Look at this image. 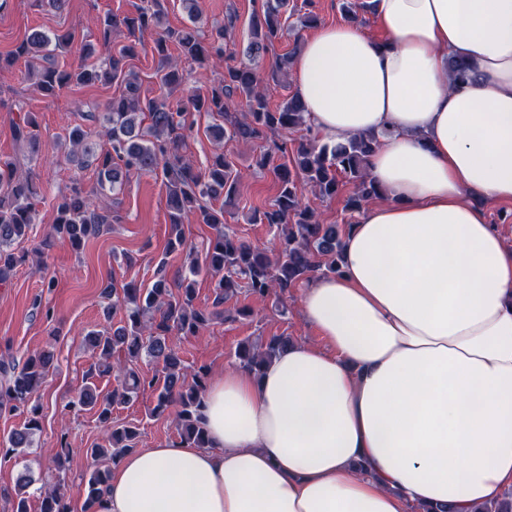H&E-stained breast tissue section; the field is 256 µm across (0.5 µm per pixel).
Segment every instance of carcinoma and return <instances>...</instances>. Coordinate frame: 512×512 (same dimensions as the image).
Segmentation results:
<instances>
[{
	"label": "carcinoma",
	"mask_w": 512,
	"mask_h": 512,
	"mask_svg": "<svg viewBox=\"0 0 512 512\" xmlns=\"http://www.w3.org/2000/svg\"><path fill=\"white\" fill-rule=\"evenodd\" d=\"M192 25L172 30L163 27V0H152L148 7L137 6L127 13H106L97 17L95 40L81 39L80 53L85 63L77 68L60 64L55 51L71 47L75 32L67 30L51 36L34 30L16 47L0 55V69L19 61L27 64L26 80L31 88L49 100L71 86L117 83L122 91L112 96L103 113L107 147L92 148L87 133L79 126L65 134L68 160L82 168L94 158L97 183L101 190L116 196L133 173L159 174L166 191L169 238L165 257L159 261L149 288L128 283L117 301L126 310L124 324L110 330H90L85 343L98 356L99 373L112 372V354L124 351L125 364L116 375L112 392L103 396L94 383L95 373L88 371L78 396L65 405L69 411L94 409L105 427V443L90 449L97 461L87 480L88 501L99 498L107 484L109 471L101 462H117L122 454L137 447L138 432L133 426L112 424V407L129 403L146 389L156 395L152 415L157 417L174 410L180 442L204 448L207 435L199 412L211 376L205 366L192 375L185 372L184 361L171 346L175 336H199L217 320H224V304L243 294L256 303L280 298L288 289L310 280L316 274L339 276L342 239L350 225L324 224L315 209L305 202L304 190L319 200L336 197L346 184L353 186L346 208L358 211L372 197L383 195L369 178L367 160L378 145L373 135H357L346 143L331 145L322 141L309 126L304 106L292 94L273 108L263 81L279 84L288 80L289 67L296 51L277 55L266 78L258 68L286 32L288 15L295 14L291 0H255L248 22V39L239 46L240 60L227 62V46L236 29L237 15L226 14L224 23L211 26L206 36L199 33L198 0H182ZM343 14L359 20L360 12H369L364 0H343ZM125 34L127 44L112 52V35ZM150 32L155 37L150 46L158 58L156 78L158 96L141 94L139 74L129 60L143 46L141 37ZM179 49V61L171 59L170 43ZM224 67L222 77L196 93L183 104L173 106L171 98L186 80L187 70ZM193 110L213 119L206 132L216 140L228 136L245 142L261 140L265 150L256 165L265 168L278 153L292 152L293 167L283 164L273 168L278 181V195L269 207L253 210L249 224H270L278 231L273 252L256 247L231 235L224 226V207L241 195L243 176L224 154H216L204 171L197 170L186 155L193 127L186 124L183 112ZM14 140L23 148V157L33 162L41 151L39 124L29 112L12 123ZM299 133L300 141L288 149V137ZM17 160L0 161V279L25 260L14 252L13 245L28 237L36 223L34 199L39 186L30 174L18 170ZM222 201L214 207L213 202ZM194 215L197 222L212 230L207 247L188 268V275L174 281L168 275L167 257L187 248L184 220ZM120 215L116 206L95 205L80 180H74L69 193L56 204L53 230L80 248L86 239L99 233L105 224L116 223ZM219 276L213 288L212 307L195 304V289L185 280L199 276ZM289 336H270L260 341L245 340L238 344V365L251 371L282 351ZM53 353L42 351L29 355L23 362H0V372L11 369L10 378L0 386V414H23L24 423L0 443V460L10 462L30 448L31 437L40 429L37 392L53 367ZM155 364L153 375L138 368L142 359ZM31 479L23 476L14 492L4 493L12 500V512H29L27 488ZM39 512H73L61 485L43 492Z\"/></svg>",
	"instance_id": "cac0c4a2"
}]
</instances>
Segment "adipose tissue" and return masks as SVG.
I'll list each match as a JSON object with an SVG mask.
<instances>
[{
  "label": "adipose tissue",
  "instance_id": "1",
  "mask_svg": "<svg viewBox=\"0 0 512 512\" xmlns=\"http://www.w3.org/2000/svg\"><path fill=\"white\" fill-rule=\"evenodd\" d=\"M373 2L385 39L319 27L290 72L324 140L379 139L388 197L303 289L319 343L213 376L207 446L125 454L86 512H476L512 489V246L469 201L512 200V0Z\"/></svg>",
  "mask_w": 512,
  "mask_h": 512
}]
</instances>
